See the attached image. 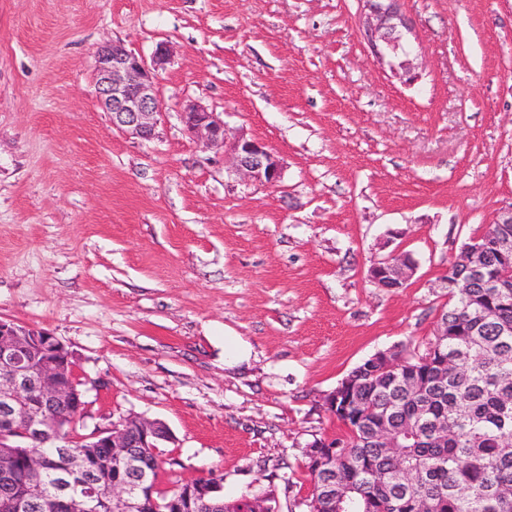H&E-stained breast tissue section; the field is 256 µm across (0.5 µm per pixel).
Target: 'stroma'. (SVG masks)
<instances>
[{
    "label": "stroma",
    "instance_id": "1",
    "mask_svg": "<svg viewBox=\"0 0 512 512\" xmlns=\"http://www.w3.org/2000/svg\"><path fill=\"white\" fill-rule=\"evenodd\" d=\"M362 0H0V318L73 352L79 433L165 422L161 487L223 478L302 512L327 396L373 354L432 337L440 278L512 205V0H402L416 80L378 64ZM105 41L151 56L162 121L112 125ZM199 102L266 144L246 184L184 130ZM407 252V287L374 262ZM237 336L250 358L224 362ZM176 466H169V459ZM416 268L417 262L410 254L404 252L392 254L371 267L369 280L377 288L387 290L404 288Z\"/></svg>",
    "mask_w": 512,
    "mask_h": 512
}]
</instances>
